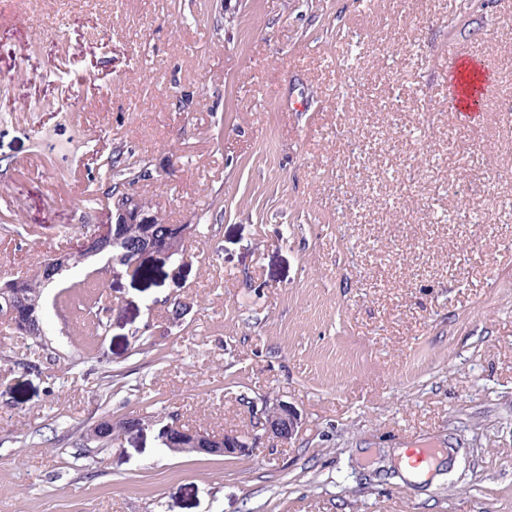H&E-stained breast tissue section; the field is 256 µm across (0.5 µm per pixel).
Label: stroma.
<instances>
[{
  "mask_svg": "<svg viewBox=\"0 0 512 512\" xmlns=\"http://www.w3.org/2000/svg\"><path fill=\"white\" fill-rule=\"evenodd\" d=\"M120 152L191 259L107 277L101 335L85 268L0 330V512H512V0H0V280L109 222ZM108 415L150 422L76 449ZM120 159L115 156L111 159L105 171V180H107V187L103 191L102 197L107 200L109 205H112V197L122 193V188L126 182L134 186L142 179L141 171L144 167H136L135 163H128L125 167H120ZM261 415L259 426L266 437L273 441H290L301 425L297 410L284 403L278 402L269 407L266 405ZM183 435L177 428H172L163 436V445L171 452L178 454H204L212 456H232L246 454L251 447L248 443L239 440L234 433H224L223 436H204L197 429H182ZM184 448H176L180 443Z\"/></svg>",
  "mask_w": 512,
  "mask_h": 512,
  "instance_id": "obj_1",
  "label": "stroma"
}]
</instances>
